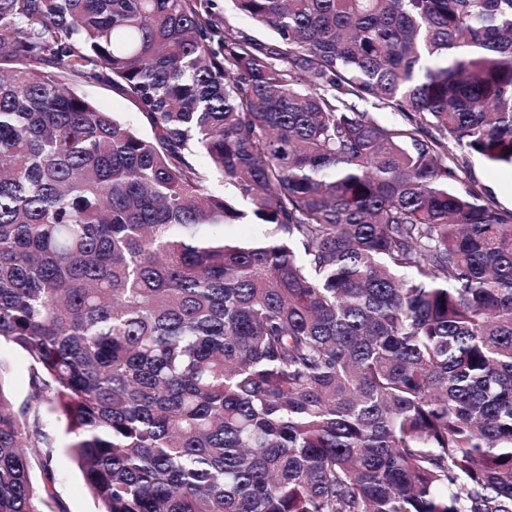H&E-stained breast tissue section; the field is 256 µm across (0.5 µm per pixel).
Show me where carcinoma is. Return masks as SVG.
Listing matches in <instances>:
<instances>
[{
	"label": "carcinoma",
	"mask_w": 512,
	"mask_h": 512,
	"mask_svg": "<svg viewBox=\"0 0 512 512\" xmlns=\"http://www.w3.org/2000/svg\"><path fill=\"white\" fill-rule=\"evenodd\" d=\"M229 2L0 0V512H512V0ZM213 12L230 30H244L260 41H268V32L252 19L239 13L226 9L224 11V0H211ZM79 89L100 108L112 112L124 122L135 127L141 126L139 110L123 96L104 85H79ZM457 154L464 156L465 164L460 173L463 180L469 185L488 191L498 206L512 209V168L490 166L460 150ZM0 359L7 364L4 388L16 407L24 406L29 394L26 355L6 344L0 346ZM47 430L55 444L53 471L56 488L66 505L67 512H96L98 505L90 494L83 476L72 459L67 445L66 424L47 415Z\"/></svg>",
	"instance_id": "1"
}]
</instances>
